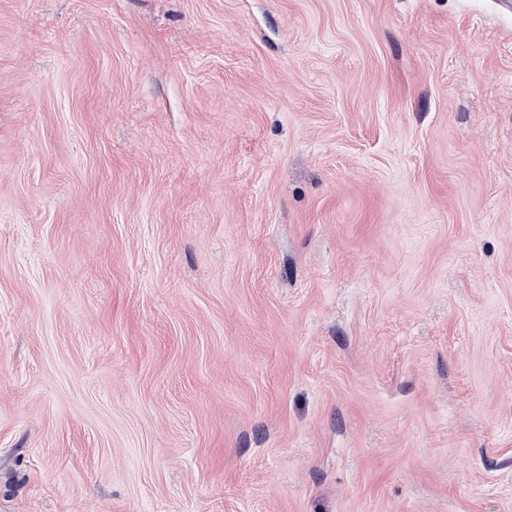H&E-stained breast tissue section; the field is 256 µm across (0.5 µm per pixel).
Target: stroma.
I'll return each mask as SVG.
<instances>
[{"label": "stroma", "instance_id": "stroma-1", "mask_svg": "<svg viewBox=\"0 0 512 512\" xmlns=\"http://www.w3.org/2000/svg\"><path fill=\"white\" fill-rule=\"evenodd\" d=\"M0 512H512V13L0 0Z\"/></svg>", "mask_w": 512, "mask_h": 512}]
</instances>
